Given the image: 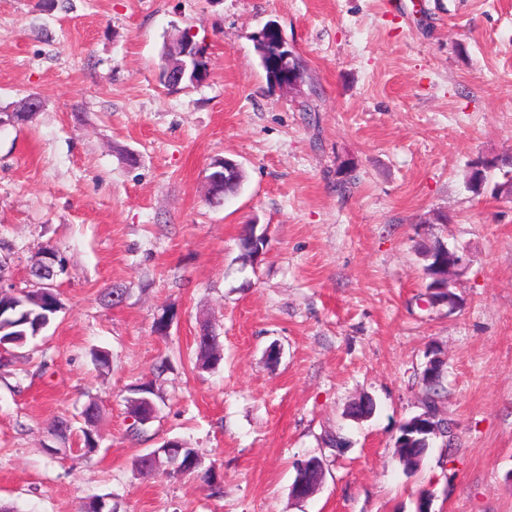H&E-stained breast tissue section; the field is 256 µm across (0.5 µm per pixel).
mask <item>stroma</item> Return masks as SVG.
<instances>
[{"instance_id": "stroma-1", "label": "stroma", "mask_w": 512, "mask_h": 512, "mask_svg": "<svg viewBox=\"0 0 512 512\" xmlns=\"http://www.w3.org/2000/svg\"><path fill=\"white\" fill-rule=\"evenodd\" d=\"M270 21L308 68L299 91L259 65L251 36ZM183 30L209 77L171 92L161 54ZM31 94L42 111L0 127V256L21 287L39 247L67 266L56 321L0 370L1 506L416 512L426 492L432 512H512V201L468 185L476 159L512 156V0H0V110ZM217 158L245 171L219 207ZM247 224L266 236L252 262ZM427 238L466 256L455 306L429 299ZM115 285L126 299L105 305ZM205 329L223 352L211 369L196 360ZM434 348L453 446L409 473L395 438L422 410ZM153 379L157 417L136 436L127 399ZM363 396L374 415L349 417ZM167 440L195 449L221 494L140 473ZM310 457L324 480L292 498Z\"/></svg>"}]
</instances>
